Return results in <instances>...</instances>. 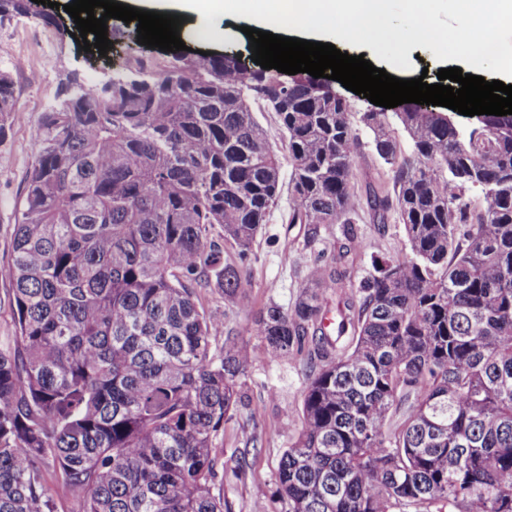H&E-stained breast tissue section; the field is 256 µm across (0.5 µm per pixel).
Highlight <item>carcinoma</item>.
<instances>
[{
	"label": "carcinoma",
	"instance_id": "1",
	"mask_svg": "<svg viewBox=\"0 0 512 512\" xmlns=\"http://www.w3.org/2000/svg\"><path fill=\"white\" fill-rule=\"evenodd\" d=\"M28 13L0 0V23ZM112 80L107 93L61 78L35 131L6 267L0 512H55L50 467L82 512H234L216 440L248 367L294 353L309 378L275 473L282 512H512V129L464 135L411 103L355 114L307 73L226 54L137 58ZM259 98L288 142V223H352L363 130L394 172L370 209L380 224L395 213L407 252L355 292L364 243L347 235L293 308L267 305L251 343L198 291L248 282L280 198ZM15 103L1 71L0 141ZM12 286L9 279L0 275V343L6 344L14 336V324L10 310Z\"/></svg>",
	"mask_w": 512,
	"mask_h": 512
}]
</instances>
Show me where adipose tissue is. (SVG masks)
<instances>
[{
    "label": "adipose tissue",
    "instance_id": "1",
    "mask_svg": "<svg viewBox=\"0 0 512 512\" xmlns=\"http://www.w3.org/2000/svg\"><path fill=\"white\" fill-rule=\"evenodd\" d=\"M454 0L457 13L465 15L468 38L460 44L472 63L490 59L489 25H512V0ZM145 11L192 18L199 32L218 35L226 15L239 16L249 27L266 29L277 15L288 19L289 29L326 39L347 40L357 45L401 46L413 41L439 48L450 35L432 25L428 13L435 0H407V25L394 22L391 0H124Z\"/></svg>",
    "mask_w": 512,
    "mask_h": 512
}]
</instances>
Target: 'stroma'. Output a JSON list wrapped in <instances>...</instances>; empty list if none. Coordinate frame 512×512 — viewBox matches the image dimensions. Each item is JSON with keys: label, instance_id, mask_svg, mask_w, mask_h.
<instances>
[{"label": "stroma", "instance_id": "stroma-1", "mask_svg": "<svg viewBox=\"0 0 512 512\" xmlns=\"http://www.w3.org/2000/svg\"><path fill=\"white\" fill-rule=\"evenodd\" d=\"M60 9L46 8V20L16 16L0 24V70H10L15 81L16 105L11 114L7 137L0 142V270L6 267L11 252L15 204L23 194L26 178L35 163L34 134L43 112L55 103L60 78L76 72L83 80L96 82L107 79L128 55L160 59L163 52L144 45H128L123 34L126 24L117 19L107 22V37L112 47L106 55L98 51H83L74 33L76 25L59 0ZM432 19L448 27L452 38L438 49L406 44L401 49L386 47L367 53L366 58L377 67H384L388 57L401 53L406 59L403 68L395 70L400 79L425 77L427 83H437L442 68L458 67L463 73H478L485 80H499L512 85V73L487 63L475 69L460 54L458 45L467 33V22L456 13L450 0H439ZM224 37L212 38L196 32L190 22H183L180 37L186 46L213 54L224 51L251 57L250 41L236 21H225ZM23 58V68H15L16 58ZM393 173L374 154L363 147L357 160L351 184L354 191L353 224H329L312 229L308 224L288 221L292 204L289 194H281L263 224L253 244L249 260L250 277L235 297L229 298L214 289L200 292L202 303L223 311L224 323L240 339L257 342L258 319L266 306L277 303L293 306L313 264L330 263L337 247L348 233L357 234L365 247L351 269L353 288L375 273L379 260L402 256L406 251L402 224L388 221L374 223L366 199L370 190L390 187ZM308 371L303 356L290 355L283 359H257L248 369L246 397L232 420L224 426L217 447L223 448L225 469H233L235 451L243 447L246 435L257 433V448L249 455V469L244 480L226 477L224 493L235 506V512H253L256 501L269 495L279 458L296 439L301 429L303 393Z\"/></svg>", "mask_w": 512, "mask_h": 512}]
</instances>
